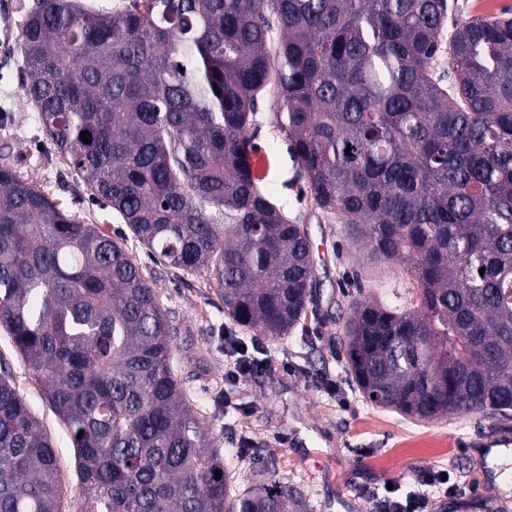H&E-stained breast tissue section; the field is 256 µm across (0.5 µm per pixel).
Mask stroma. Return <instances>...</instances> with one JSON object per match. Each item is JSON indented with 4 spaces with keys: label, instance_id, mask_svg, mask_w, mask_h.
<instances>
[{
    "label": "stroma",
    "instance_id": "35a3bbf8",
    "mask_svg": "<svg viewBox=\"0 0 512 512\" xmlns=\"http://www.w3.org/2000/svg\"><path fill=\"white\" fill-rule=\"evenodd\" d=\"M33 2L0 0V166L13 168L80 221L100 225L151 279L160 305L180 327L172 365L184 398L202 410L225 467L240 480L257 466L274 467L281 481L302 492L309 512H373L370 493L390 485L403 495L417 491L428 471L447 472L457 485L454 494L430 495L428 512H512V463L488 457L494 448L512 454V422L473 412L417 423L370 405L353 387L340 346L353 300L368 296L405 306L409 280L400 263L367 262L342 224L314 213L288 154L287 136L272 123V99L260 106L254 142L260 154L275 160L267 177L271 192L290 217L308 226L321 282L304 324L281 338L232 324L203 274L156 264L111 208L92 201L23 91L18 43ZM501 16L512 17V0H450L448 23ZM228 336L255 346L265 368L231 377ZM0 365L50 436L63 508L74 512L82 489L71 438L2 331Z\"/></svg>",
    "mask_w": 512,
    "mask_h": 512
}]
</instances>
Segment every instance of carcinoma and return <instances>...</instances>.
Wrapping results in <instances>:
<instances>
[{
    "instance_id": "obj_1",
    "label": "carcinoma",
    "mask_w": 512,
    "mask_h": 512,
    "mask_svg": "<svg viewBox=\"0 0 512 512\" xmlns=\"http://www.w3.org/2000/svg\"><path fill=\"white\" fill-rule=\"evenodd\" d=\"M449 0H36L18 50L43 129L154 261L204 272L236 325L285 336L319 280L264 189L265 94L315 209L398 261L407 308L355 300L347 369L418 422L512 420V18ZM219 92H214V89ZM90 133L85 143L80 133ZM484 272H479V269ZM0 329L69 430L76 512H306L241 491L172 368L176 327L124 246L0 166ZM221 472L215 478V472ZM54 446L0 375V512H62ZM450 9L448 13L447 29L445 25L444 43L447 45L448 38L456 24H462L473 17L493 19L501 16L512 17V0H449Z\"/></svg>"
}]
</instances>
